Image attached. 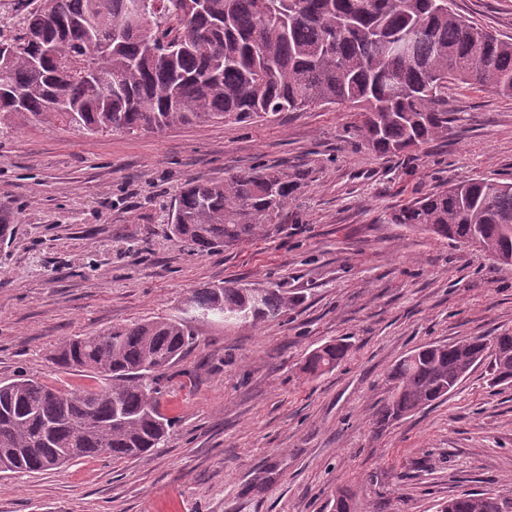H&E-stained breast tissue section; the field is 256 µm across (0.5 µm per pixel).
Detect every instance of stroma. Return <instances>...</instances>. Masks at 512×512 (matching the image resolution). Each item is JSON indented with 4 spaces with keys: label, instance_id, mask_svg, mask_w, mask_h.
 I'll list each match as a JSON object with an SVG mask.
<instances>
[{
    "label": "stroma",
    "instance_id": "1",
    "mask_svg": "<svg viewBox=\"0 0 512 512\" xmlns=\"http://www.w3.org/2000/svg\"><path fill=\"white\" fill-rule=\"evenodd\" d=\"M512 39V0H448ZM448 130L398 157L362 145L349 107L89 137L20 121L0 134V205L18 218L0 251V381L86 384L53 361L65 340L179 314L195 290L281 288L276 319L198 321L161 401L166 445L139 459L0 473V512H436L466 491L512 490V387L477 367L446 402L377 427L397 361L417 346L512 331V265L381 223L449 184L512 182V98L452 90ZM288 170L280 232L195 254L167 215L192 179ZM351 346L304 370L315 348ZM349 353V345L337 341L318 347L310 352L304 369L310 375L322 374L336 367Z\"/></svg>",
    "mask_w": 512,
    "mask_h": 512
}]
</instances>
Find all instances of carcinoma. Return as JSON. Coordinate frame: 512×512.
<instances>
[{
  "label": "carcinoma",
  "mask_w": 512,
  "mask_h": 512,
  "mask_svg": "<svg viewBox=\"0 0 512 512\" xmlns=\"http://www.w3.org/2000/svg\"><path fill=\"white\" fill-rule=\"evenodd\" d=\"M16 35L0 34V125L59 122L88 136L162 132L211 121L248 122L333 105L360 114L375 152H410L448 131V91L512 97V40L448 9V0H24ZM410 33L408 47H396ZM297 181L276 169L196 179L169 213L193 252L281 229ZM431 237L512 256V183L475 178L381 215ZM15 214L0 207V245ZM296 302L279 288H201L182 315L112 326L64 341L53 355L99 384L60 389L19 375L0 382V473L36 474L105 455L141 458L173 420L160 400L168 372L195 343L192 323L257 324ZM349 353L318 347L322 374ZM512 386V334L430 343L392 370L383 426L448 400L471 371ZM438 512H512V491L466 493Z\"/></svg>",
  "instance_id": "obj_1"
}]
</instances>
